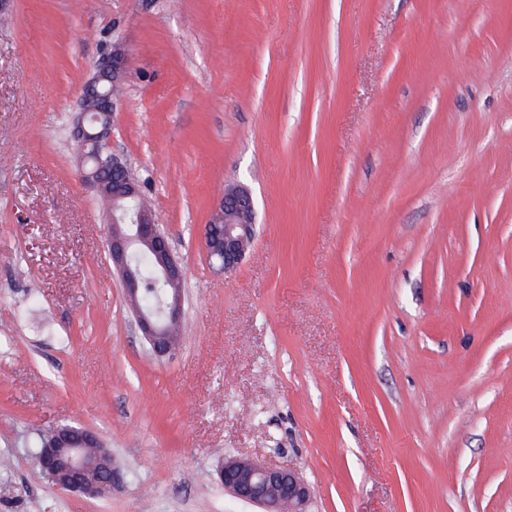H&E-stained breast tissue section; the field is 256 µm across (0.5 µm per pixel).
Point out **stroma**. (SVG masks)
<instances>
[{
  "mask_svg": "<svg viewBox=\"0 0 512 512\" xmlns=\"http://www.w3.org/2000/svg\"><path fill=\"white\" fill-rule=\"evenodd\" d=\"M0 22V512H254L218 471L298 470L312 512H512V0H11ZM111 142L183 269L154 357L69 127L112 44ZM256 237L214 273L225 186ZM96 432L110 498L33 447ZM126 77L125 69V52L122 48L112 46L110 51L105 52L98 59L93 67L92 74L85 82L82 90V96H96L104 98L100 94V87L105 81L112 83L102 89V93L108 92L111 96L120 93L121 89L113 88L112 86L122 85ZM41 439L34 452V460L37 459L39 464L36 463V467L60 490L107 499L124 483V473L112 464V453L102 448L95 432L81 426L66 425L49 432L44 437L43 448H40ZM90 448H96V452L90 454ZM93 473L99 478L90 477Z\"/></svg>",
  "mask_w": 512,
  "mask_h": 512,
  "instance_id": "stroma-1",
  "label": "stroma"
}]
</instances>
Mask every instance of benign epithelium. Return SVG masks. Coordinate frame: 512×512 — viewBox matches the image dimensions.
<instances>
[{"label":"benign epithelium","mask_w":512,"mask_h":512,"mask_svg":"<svg viewBox=\"0 0 512 512\" xmlns=\"http://www.w3.org/2000/svg\"><path fill=\"white\" fill-rule=\"evenodd\" d=\"M125 77V52L114 46L95 63L82 95L99 98L103 82L119 86ZM101 108L102 117L91 119L83 108H78L72 136L79 174L97 188H107L114 202L133 199L140 193L139 183L132 177L126 158L115 153L109 143L116 104L110 101L101 104ZM212 214L223 228L213 231L204 227L203 247L211 268L225 273L242 263L256 235L255 203L250 190L241 185L224 189ZM108 223L112 226L109 257L121 277L136 326L152 353L164 357L181 343V337L172 332L183 316L182 289L177 287L183 280L181 265L149 208L139 209L130 224L122 223L115 214L108 217ZM139 251L152 252L161 280L174 286L157 314L139 306L143 284L134 260ZM37 460L48 481L72 494L107 499L124 483V473L112 464V453L102 447L95 432L81 426L66 425L49 432ZM219 479L225 491L258 507L259 512H309L312 489L295 469L271 466L250 457L228 456L219 470Z\"/></svg>","instance_id":"7a95c632"}]
</instances>
